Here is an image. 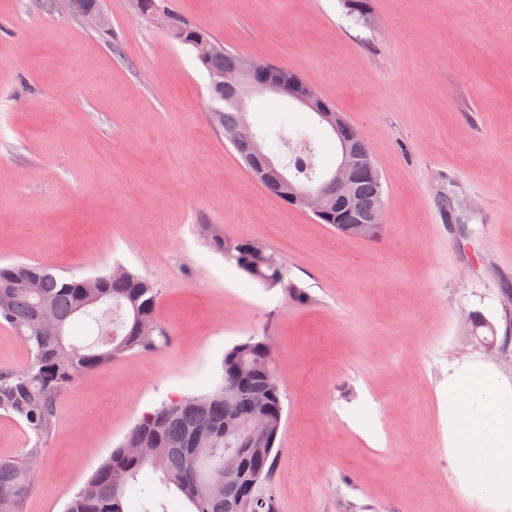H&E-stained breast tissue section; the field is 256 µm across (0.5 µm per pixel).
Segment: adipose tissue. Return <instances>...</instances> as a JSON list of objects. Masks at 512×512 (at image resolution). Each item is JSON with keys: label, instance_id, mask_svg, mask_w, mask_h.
I'll return each mask as SVG.
<instances>
[{"label": "adipose tissue", "instance_id": "ef3b65f1", "mask_svg": "<svg viewBox=\"0 0 512 512\" xmlns=\"http://www.w3.org/2000/svg\"><path fill=\"white\" fill-rule=\"evenodd\" d=\"M448 454L497 512H512V382L463 364L448 375Z\"/></svg>", "mask_w": 512, "mask_h": 512}]
</instances>
